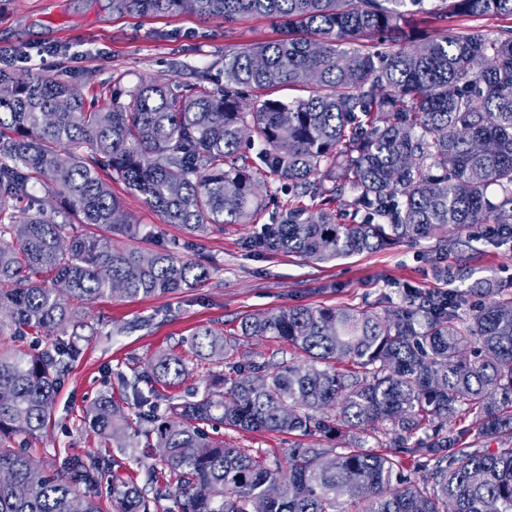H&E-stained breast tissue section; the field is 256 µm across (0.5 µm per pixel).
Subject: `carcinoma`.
<instances>
[{
    "instance_id": "1",
    "label": "carcinoma",
    "mask_w": 512,
    "mask_h": 512,
    "mask_svg": "<svg viewBox=\"0 0 512 512\" xmlns=\"http://www.w3.org/2000/svg\"><path fill=\"white\" fill-rule=\"evenodd\" d=\"M425 0H112V11L194 13L233 24L263 17L286 36L224 52V87L175 93L143 81L129 102L86 107L80 88L51 75L0 69V437L49 425L61 376L87 327L76 304L171 294L207 277L162 248L112 243L135 233L99 168L137 191L167 224L205 232L248 224L269 172L316 208H288L248 246L327 263L389 244L487 224L512 231V27L433 33ZM456 17L500 15L512 0H441ZM254 92L245 104L235 89ZM296 87L304 95L277 93ZM256 157L241 152L245 142ZM331 187H325V183ZM63 204V220L30 188ZM495 189L491 194L489 189ZM353 193L361 219L336 223L326 205ZM84 225L74 231L69 215ZM467 309L452 293H407L383 312L294 307L245 317L243 338L271 336L305 363L237 366L224 391L168 406L157 386L186 374L164 353L136 372L139 425L109 394L86 410L118 454L64 462L29 480L31 459L0 445V512H512V293L486 284ZM196 355L222 361L232 340L209 327ZM347 358L357 367L339 373ZM146 388H141L140 384ZM474 412L476 429L456 430ZM386 422L391 448L432 463L430 486L402 482L400 456L322 442L277 456L214 437L220 426L302 437H348ZM490 439L498 447L478 448ZM164 448L153 496L117 474L128 448ZM453 449L443 454V449Z\"/></svg>"
}]
</instances>
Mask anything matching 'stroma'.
<instances>
[{
  "mask_svg": "<svg viewBox=\"0 0 512 512\" xmlns=\"http://www.w3.org/2000/svg\"><path fill=\"white\" fill-rule=\"evenodd\" d=\"M280 36L279 27L261 17L227 25L190 13L120 15L113 12L112 0H0V50L32 54L25 74L54 75L74 83L88 104L103 111L113 102H127L128 91L145 80L169 85L178 93L203 81L223 84L225 50ZM102 176L110 180L114 197L141 232L137 239L113 235L115 244L147 251L176 241L179 255L202 261L209 274L174 295L104 299L84 307L98 333L80 341L79 356L60 380L51 424L39 437L9 441L40 464L90 453L110 455L107 444L85 428V410L108 390L126 414H136L133 392L121 386L117 376L145 370L160 353L178 354L187 366L183 380L164 390L177 402L204 390L212 376L231 375L234 366L302 360L301 353L283 341L253 337L240 340L224 362L208 364L189 345L198 328L209 327L229 337L237 334L244 316L289 307L379 312L399 304L406 289L413 287L463 292L473 304L478 297L470 289L484 279L512 292V240H492L481 224L461 231L459 245L443 252L437 251L435 240L419 239L313 264L245 246L249 237L271 223L277 208L311 204L307 198H291L275 175H267L271 195L251 223L228 224L193 236L181 225L163 223L110 171ZM219 436L249 452L268 451L282 458L300 442L286 433L230 428L220 429Z\"/></svg>",
  "mask_w": 512,
  "mask_h": 512,
  "instance_id": "35a3bbf8",
  "label": "stroma"
}]
</instances>
